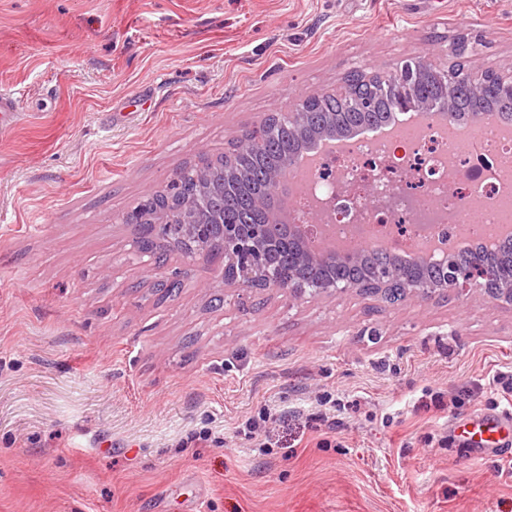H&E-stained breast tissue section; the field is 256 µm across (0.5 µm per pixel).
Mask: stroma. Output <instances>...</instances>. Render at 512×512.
Listing matches in <instances>:
<instances>
[{
    "label": "stroma",
    "mask_w": 512,
    "mask_h": 512,
    "mask_svg": "<svg viewBox=\"0 0 512 512\" xmlns=\"http://www.w3.org/2000/svg\"><path fill=\"white\" fill-rule=\"evenodd\" d=\"M420 57L512 73V0H0L21 114L0 135V512H512L506 458L454 433L508 407L512 306L298 301L175 253L160 303L123 221L268 114ZM263 410L265 455L239 433Z\"/></svg>",
    "instance_id": "35a3bbf8"
}]
</instances>
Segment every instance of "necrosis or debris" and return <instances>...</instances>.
<instances>
[{
  "mask_svg": "<svg viewBox=\"0 0 512 512\" xmlns=\"http://www.w3.org/2000/svg\"><path fill=\"white\" fill-rule=\"evenodd\" d=\"M456 147L437 125L415 138L371 137L323 154L297 196L294 220L390 250L426 236L455 240L470 220L495 224L497 200L512 196V143L482 134Z\"/></svg>",
  "mask_w": 512,
  "mask_h": 512,
  "instance_id": "1",
  "label": "necrosis or debris"
}]
</instances>
